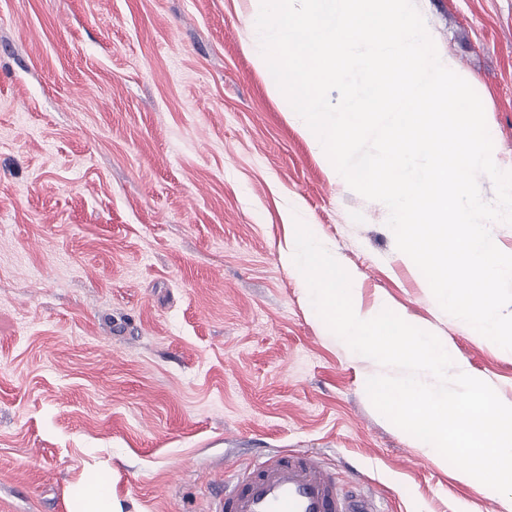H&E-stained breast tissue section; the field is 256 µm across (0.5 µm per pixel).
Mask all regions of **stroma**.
Wrapping results in <instances>:
<instances>
[{"instance_id": "35a3bbf8", "label": "stroma", "mask_w": 512, "mask_h": 512, "mask_svg": "<svg viewBox=\"0 0 512 512\" xmlns=\"http://www.w3.org/2000/svg\"><path fill=\"white\" fill-rule=\"evenodd\" d=\"M512 173V0H415ZM249 0H0V512H206L312 450L385 512H506L372 405L280 259L297 202L360 275L512 402V359L444 312L389 211L332 178L253 62ZM70 512H123L120 500L112 490L100 494L94 486L84 482L72 499Z\"/></svg>"}]
</instances>
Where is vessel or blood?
<instances>
[{
  "mask_svg": "<svg viewBox=\"0 0 512 512\" xmlns=\"http://www.w3.org/2000/svg\"><path fill=\"white\" fill-rule=\"evenodd\" d=\"M208 512H379L310 452L271 455L234 473Z\"/></svg>",
  "mask_w": 512,
  "mask_h": 512,
  "instance_id": "obj_1",
  "label": "vessel or blood"
}]
</instances>
